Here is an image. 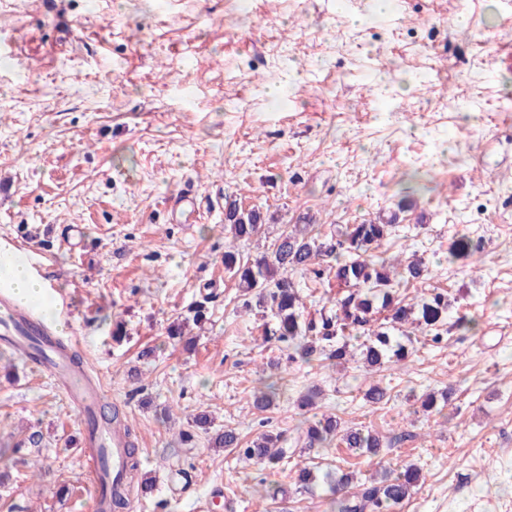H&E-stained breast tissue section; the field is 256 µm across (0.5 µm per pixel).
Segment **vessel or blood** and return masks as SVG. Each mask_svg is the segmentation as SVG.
Segmentation results:
<instances>
[{"mask_svg": "<svg viewBox=\"0 0 512 512\" xmlns=\"http://www.w3.org/2000/svg\"><path fill=\"white\" fill-rule=\"evenodd\" d=\"M54 339V332L27 307L16 303L8 289L0 290V345L59 380L67 400L81 416L96 415L107 392L86 370L73 367L55 347ZM82 455L91 466L98 456H105L113 473H121L127 463L124 436L110 425L101 424L94 434L86 436Z\"/></svg>", "mask_w": 512, "mask_h": 512, "instance_id": "vessel-or-blood-1", "label": "vessel or blood"}]
</instances>
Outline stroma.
I'll return each instance as SVG.
<instances>
[{
  "label": "stroma",
  "mask_w": 512,
  "mask_h": 512,
  "mask_svg": "<svg viewBox=\"0 0 512 512\" xmlns=\"http://www.w3.org/2000/svg\"><path fill=\"white\" fill-rule=\"evenodd\" d=\"M509 38L512 0H0V239L46 262L47 318L136 432L153 488L130 512H330L297 466L365 479L381 463L421 470L397 512H512V71L492 63ZM229 197L266 219L251 255L303 214L328 236L404 205L383 249L431 270L403 302L447 291L442 341L416 334L376 372L289 360L224 271ZM462 237L478 254L450 259ZM199 303L189 348L167 329ZM312 389L316 413L385 441L380 460L303 451ZM428 393L447 394L441 412ZM201 412L247 440L283 432L290 461L209 447ZM84 429L47 372L0 347V447L42 435L0 466V512H88Z\"/></svg>",
  "instance_id": "stroma-1"
}]
</instances>
